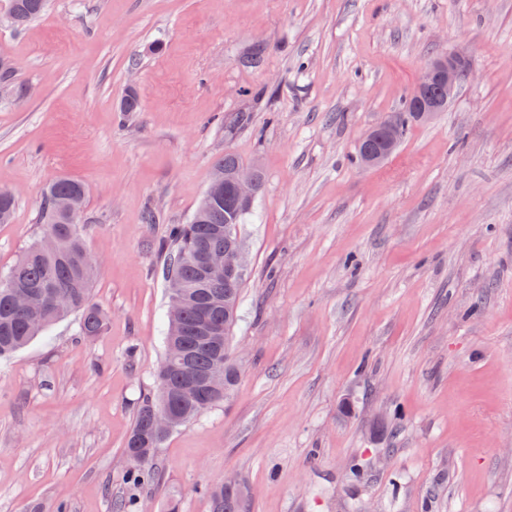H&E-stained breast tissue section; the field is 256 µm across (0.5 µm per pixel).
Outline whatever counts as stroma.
<instances>
[{
	"label": "stroma",
	"mask_w": 512,
	"mask_h": 512,
	"mask_svg": "<svg viewBox=\"0 0 512 512\" xmlns=\"http://www.w3.org/2000/svg\"><path fill=\"white\" fill-rule=\"evenodd\" d=\"M440 54L471 76L360 167ZM1 56L31 95L0 96V273L41 238L47 184L78 179L107 324L70 316L0 360V512H210L202 486L229 478L245 512H512V0H50ZM227 153L265 176L239 227V382L135 487L159 244ZM396 118H397L396 112H392L391 115L389 116V118L380 124L381 127L379 130H371L360 141L359 146H360L361 157H360L359 151H358V155L361 158L360 163L364 168H371V167L375 166L379 162L381 157L383 156L382 154H379V153L378 154L371 153L365 147L366 144L368 143V141L371 138H373L377 133L382 134L388 141H390V142L393 141L394 144L397 142V140L395 139L394 133H393V128L396 126Z\"/></svg>",
	"instance_id": "1"
}]
</instances>
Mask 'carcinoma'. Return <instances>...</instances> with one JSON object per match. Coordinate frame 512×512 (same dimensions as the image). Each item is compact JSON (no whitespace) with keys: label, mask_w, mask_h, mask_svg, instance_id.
<instances>
[{"label":"carcinoma","mask_w":512,"mask_h":512,"mask_svg":"<svg viewBox=\"0 0 512 512\" xmlns=\"http://www.w3.org/2000/svg\"><path fill=\"white\" fill-rule=\"evenodd\" d=\"M22 28L44 12L47 0H9ZM85 186L78 180L62 177L46 190L42 203L43 239L27 248L0 283V360L24 348L54 324L73 313L80 314L81 333L94 337L103 333L106 317L90 302L91 287L98 265L87 251L79 230L80 221H71L58 209L64 198L85 201ZM15 198L0 189V223L11 221ZM230 188L224 189V201L199 215L198 222L175 224L163 243L168 261L166 280L172 292L181 296L182 315L176 324H167L165 342L177 341L189 351V367L198 376L211 371L223 358L226 395H231L239 379L233 357L231 336L225 344L214 347L203 337L200 311L210 309L211 316L225 321L233 329L237 316L243 279L229 282L206 278L202 257L210 252H226L240 245L237 233L224 234V226L245 222ZM224 395V396H226ZM224 396H211L207 404L187 393L179 371L157 376L154 391L139 402L134 424L126 442V454L134 464L127 479L136 485L155 481L150 461L166 438L153 428L156 412L167 410L182 427L224 402ZM211 512H243V494L237 489L211 486L206 489Z\"/></svg>","instance_id":"1"}]
</instances>
